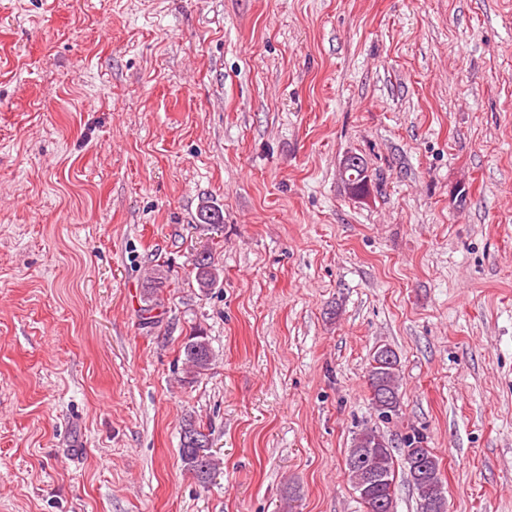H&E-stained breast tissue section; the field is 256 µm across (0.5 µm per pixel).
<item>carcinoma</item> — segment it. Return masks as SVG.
I'll return each mask as SVG.
<instances>
[{"label":"carcinoma","instance_id":"cac0c4a2","mask_svg":"<svg viewBox=\"0 0 512 512\" xmlns=\"http://www.w3.org/2000/svg\"><path fill=\"white\" fill-rule=\"evenodd\" d=\"M192 274L199 291L206 293L219 283L223 271L212 261V251L205 248L192 260ZM167 275L163 266L155 269L154 276L144 288L146 308L143 320L152 323L153 302L158 291L165 287ZM183 364L198 378L210 369L213 351L209 340L201 332L188 337L181 349ZM398 359L391 347H378L370 363L368 384L370 404L374 413L383 421L398 416L400 407L397 384ZM209 444V435L193 419L185 420L181 429L180 457L184 466L201 483H207L206 476H214L217 461ZM394 445L380 431L362 427L352 438L348 448L346 467L353 490L368 487L367 495H358L366 512H396ZM401 454L406 480L416 491V512H447L448 500L443 491L439 460L428 448L427 438L416 429L402 441Z\"/></svg>","mask_w":512,"mask_h":512}]
</instances>
